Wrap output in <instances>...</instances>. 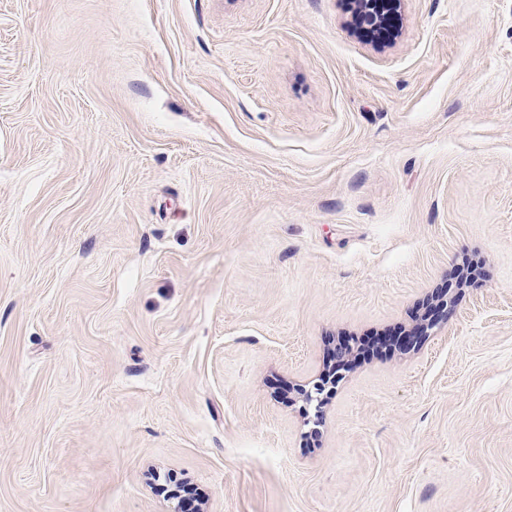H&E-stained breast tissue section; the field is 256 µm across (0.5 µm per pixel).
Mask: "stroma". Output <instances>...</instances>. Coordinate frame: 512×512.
Returning <instances> with one entry per match:
<instances>
[{
    "mask_svg": "<svg viewBox=\"0 0 512 512\" xmlns=\"http://www.w3.org/2000/svg\"><path fill=\"white\" fill-rule=\"evenodd\" d=\"M349 7L0 0V512H512V0ZM450 311L451 309H448V304L444 303L442 296L437 295L435 303L432 302L426 307V312L420 325L407 336L398 337L395 341L396 344L402 348H410L422 336H427L428 330L442 322ZM353 340L343 339L336 343V349L334 351V363L327 373L324 374L320 382L314 384L313 388L310 390H301V396L303 402L311 407L314 406L315 413L312 420H309V423L312 422L311 432L317 434L319 432L318 426L321 425V417L320 410L323 404V400L321 395L326 390L327 387L332 386L336 383V380L339 376H337L338 371L343 368L347 363V358L351 355L354 345H352Z\"/></svg>",
    "mask_w": 512,
    "mask_h": 512,
    "instance_id": "obj_1",
    "label": "stroma"
}]
</instances>
